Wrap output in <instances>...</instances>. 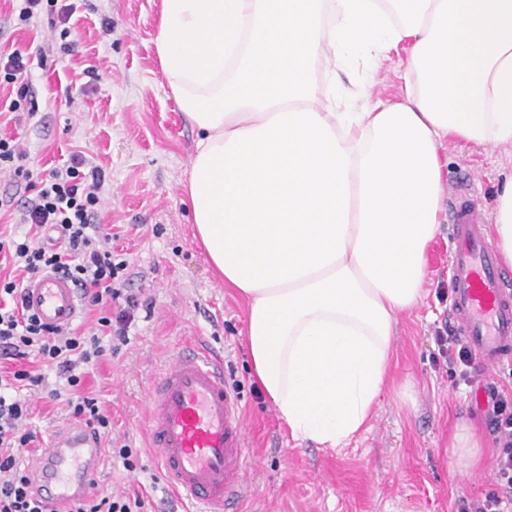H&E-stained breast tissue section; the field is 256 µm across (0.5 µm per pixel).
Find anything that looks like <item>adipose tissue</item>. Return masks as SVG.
Wrapping results in <instances>:
<instances>
[{"mask_svg": "<svg viewBox=\"0 0 512 512\" xmlns=\"http://www.w3.org/2000/svg\"><path fill=\"white\" fill-rule=\"evenodd\" d=\"M155 47L201 133L184 189L247 301L254 377L294 437L346 445L423 299L441 144L512 146V0H162ZM399 49V94L372 96ZM490 231L512 267V174Z\"/></svg>", "mask_w": 512, "mask_h": 512, "instance_id": "adipose-tissue-1", "label": "adipose tissue"}]
</instances>
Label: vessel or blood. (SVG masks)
I'll use <instances>...</instances> for the list:
<instances>
[{
	"mask_svg": "<svg viewBox=\"0 0 512 512\" xmlns=\"http://www.w3.org/2000/svg\"><path fill=\"white\" fill-rule=\"evenodd\" d=\"M456 246L451 310L480 363L512 364V276L501 270L479 207L466 186L450 203ZM26 308L43 322L69 326L78 314L71 282L57 275L31 281ZM150 446L166 485L196 512H235L248 485L240 399L224 369L207 351L179 352L155 382L146 418ZM102 451L79 426L54 435L34 460L42 494L58 505L87 495L97 480Z\"/></svg>",
	"mask_w": 512,
	"mask_h": 512,
	"instance_id": "b4317fda",
	"label": "vessel or blood"
}]
</instances>
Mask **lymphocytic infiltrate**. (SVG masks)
I'll return each instance as SVG.
<instances>
[{"label":"lymphocytic infiltrate","instance_id":"lymphocytic-infiltrate-1","mask_svg":"<svg viewBox=\"0 0 512 512\" xmlns=\"http://www.w3.org/2000/svg\"><path fill=\"white\" fill-rule=\"evenodd\" d=\"M41 13L46 14L50 29L59 32L60 53L76 55L78 43L71 39L68 26L73 5L66 0H22L18 19L27 26ZM29 67V57L18 49L0 65V87L15 91L9 111L35 109ZM25 157L18 141L0 137V167H11L14 178L24 182L30 193L20 218L27 232L18 238H0V253L10 254L20 270L16 276H0V360L21 363L20 368L0 370V512H55L18 461L20 449L33 439L25 428L29 407L20 393L47 390L50 398L63 400L71 417L88 426L97 440H107L112 418L87 390L85 372L111 355L115 345L126 343L140 302L138 296L123 294L118 287L127 263L114 261L108 245L112 235L101 224L102 168L76 155L70 165L37 178L24 167ZM44 273L60 275L79 290L85 309L95 317L92 327H52L26 310L25 283ZM119 301L123 309L113 311V303ZM29 358L54 369L61 386L48 388L42 373L23 368V360ZM506 403V396L493 392L490 415L499 445L492 472L494 488L483 498L467 501L462 512H512V414H505Z\"/></svg>","mask_w":512,"mask_h":512}]
</instances>
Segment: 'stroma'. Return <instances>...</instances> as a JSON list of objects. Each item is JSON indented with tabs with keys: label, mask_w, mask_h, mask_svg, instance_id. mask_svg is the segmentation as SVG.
Wrapping results in <instances>:
<instances>
[{
	"label": "stroma",
	"mask_w": 512,
	"mask_h": 512,
	"mask_svg": "<svg viewBox=\"0 0 512 512\" xmlns=\"http://www.w3.org/2000/svg\"><path fill=\"white\" fill-rule=\"evenodd\" d=\"M79 52L61 58L46 19L24 27L19 0H0V49L32 60L34 114L0 115V136L19 139L33 173L81 154L107 180L106 223L112 252L126 260L124 288L151 301L137 311L129 342L86 377L112 414V436L133 450L134 468L104 456L98 486L139 491L144 512H188L172 497L143 430L149 396L165 366L187 344L220 358L224 378L246 409L248 492L241 512H456L463 497L492 487L497 454L486 411L457 366L439 361L435 336L451 321L453 281L448 256L452 227L442 222L427 253L424 298L397 322L386 385L365 428L347 445L323 448L293 438L250 373L247 305L212 272L194 236L182 183L199 139L180 112L154 48L162 0H71ZM111 20L104 32L103 20ZM446 191L468 181L488 207L512 148L449 145ZM28 427L44 444L73 420L63 402L28 393ZM482 441L478 468L462 471L449 446L458 420Z\"/></svg>",
	"instance_id": "obj_1"
}]
</instances>
